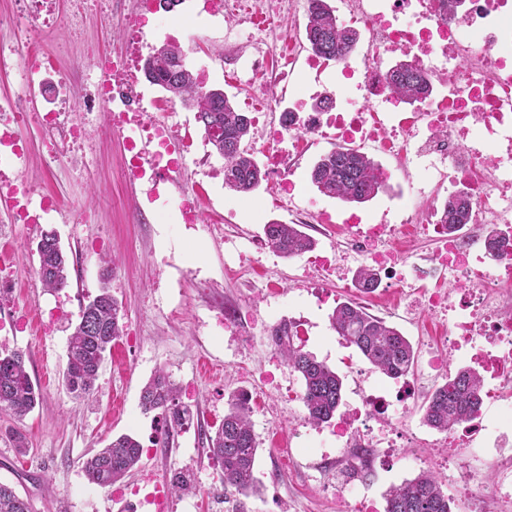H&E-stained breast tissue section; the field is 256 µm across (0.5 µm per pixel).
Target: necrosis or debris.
Instances as JSON below:
<instances>
[{"label": "necrosis or debris", "instance_id": "4bbe7bcc", "mask_svg": "<svg viewBox=\"0 0 512 512\" xmlns=\"http://www.w3.org/2000/svg\"><path fill=\"white\" fill-rule=\"evenodd\" d=\"M28 19L17 47L0 41V69L16 70L25 85L19 99L0 101V208L16 224L42 223L62 206L37 197L23 177L27 147L15 133L27 117L62 130L72 148L86 140L85 116L106 113L111 127L126 133L121 166L147 181L146 199L155 214L173 210L182 223H200L207 193L197 186L171 187L189 171L194 141L183 124L167 122L174 106L144 78L147 39L173 21L170 0H135L119 23L120 51L99 56L83 84H62L56 62L40 43L60 19L53 0H19ZM350 22L362 23L369 49L337 63L335 87L322 76L325 59L299 48L291 70L309 77L300 106H283L281 97L260 93L277 123H258L256 136L287 142V152L265 155L266 187L277 202L293 198L295 183L287 159L308 150L314 140L336 135L357 140L376 152L411 162L421 177L444 180L449 192L465 191L471 202L469 224L449 230L441 207L409 211L392 224L350 214L349 250L322 251L307 258L312 281L335 279L354 288L352 264L368 261L378 273L377 287H392L399 273L422 282L427 308L448 318V346L500 387L512 390V312L501 289L512 286V0H340ZM408 56L442 87L408 110L385 90L393 60ZM425 233L442 248L428 264H402L415 234ZM459 288L449 293L447 284ZM360 404L326 425L337 447L349 449L344 477L357 479L374 458H392L398 442L382 422L390 401L376 388L360 390Z\"/></svg>", "mask_w": 512, "mask_h": 512}]
</instances>
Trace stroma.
<instances>
[{
    "mask_svg": "<svg viewBox=\"0 0 512 512\" xmlns=\"http://www.w3.org/2000/svg\"><path fill=\"white\" fill-rule=\"evenodd\" d=\"M114 22L92 15L77 29L59 26L43 36V47L58 61L61 74L80 81L83 67L98 54L112 52L118 44ZM204 41L184 43L187 64L207 70L206 86L223 89L241 104L256 84L252 75L235 73L220 55L211 51L221 40L223 27L204 28ZM179 120L188 124L195 142V163L182 179V187L204 182L209 192L205 221L181 224L176 216L166 221L137 222L131 212L134 199L144 198L148 184L129 177L120 167L124 150L120 133L110 128L104 115L94 116L88 128V144L79 166L48 167L45 146L54 133L30 120L18 129L29 150L24 176L40 192L55 197L64 207L35 227L13 224L0 209V230L15 239L11 267L13 286L0 296V317L15 312L28 316L24 329L0 333V353L12 350L30 356L27 370L39 385V405L17 423L0 413V482L27 499L31 512H126L127 497L91 484L83 463L113 437L129 434L144 447L138 467L122 482L139 488L156 479L169 488L174 474L186 475L197 494L171 496L174 512H233L224 496L221 469L199 439L200 430H215V419L223 415L230 392L247 393L251 420L260 442L256 475L259 493L249 497V512H361L369 500H381L386 490L423 470L441 474L443 489L456 500V512H470L472 498H482L488 512H502L496 495L506 463L486 454L478 475L465 482L468 452L456 451L457 466L442 468L437 430L425 425L422 407L432 386L445 383L451 371L465 367L457 352L442 354L439 369L428 366L429 351L445 338L444 325L428 312L408 313L409 301H421L422 290L409 286L389 289L383 296L352 293V300L368 313L397 327L416 350L413 378L429 375L431 387H419L411 411L394 410L392 426L403 436L396 456L371 468L364 481L334 491L336 466H318L317 455L308 447L313 427L305 419L301 400L282 402L273 385L261 374L270 371L287 378L293 393H300L296 372L274 349L269 334L280 319L304 315L310 322L308 336L300 344L318 360L336 369L343 379L342 400L350 402L352 374L369 373L372 382L394 387L395 382L379 372L353 348L341 342L330 328L329 317L336 306L334 281L320 282L318 289L307 283L302 258H285L274 251L252 253L253 241L263 235L269 218L290 221V205L275 206L270 195L257 190L241 196L224 187L222 180H208V173L223 164L204 138L188 108H180ZM334 145L324 140L313 145L292 166L293 178L305 199L319 200L308 181L313 163ZM407 183L391 178L388 188L366 204L350 205L324 200L339 215L369 213L396 220L401 191ZM89 208L93 222L74 223L70 212ZM55 230L69 259L70 287L49 291L42 288L36 270V244L43 232ZM237 240L248 253L238 260L229 256L225 239ZM105 241V250L95 248ZM116 257L118 266L106 273L103 255ZM279 283L282 293L273 297L264 289L266 280ZM108 285L120 305L124 330L137 335L136 345L118 339L99 371L96 391L89 400L78 402L61 385L71 326L77 320L84 298ZM249 309L250 346L234 348L218 322L225 305ZM62 306L67 314L53 331H45L39 312ZM164 371L178 388L192 386L189 426L175 434L168 447L153 450L152 443L163 428L158 413H143L140 395L156 371ZM25 434L28 445L16 447L11 428Z\"/></svg>",
    "mask_w": 512,
    "mask_h": 512,
    "instance_id": "35a3bbf8",
    "label": "stroma"
}]
</instances>
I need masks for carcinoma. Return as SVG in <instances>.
Listing matches in <instances>:
<instances>
[{"mask_svg": "<svg viewBox=\"0 0 512 512\" xmlns=\"http://www.w3.org/2000/svg\"><path fill=\"white\" fill-rule=\"evenodd\" d=\"M305 39L317 55L337 62L346 60L359 41L358 32L343 26L328 0H310ZM146 75L159 82L172 101L192 109L212 150L224 160V186L241 195L257 190L266 173L254 153L247 148L251 121L238 111L229 96L206 89L186 69L184 49L163 44L150 56ZM388 91L403 102H423L429 84L422 71L402 61L386 77ZM378 163L360 150L337 144L315 161L309 179L316 190L344 203L364 204L386 191L387 185L375 171ZM448 226L455 229L468 223L470 204L465 199L446 202ZM264 235L271 249L285 258L311 251L316 240L300 224L270 222ZM38 278L53 290L69 285V262L60 243L43 233L37 243ZM331 329L379 372L389 378L405 377L413 371L415 350L412 343L394 326L366 312L353 301L336 305L330 317ZM119 303L103 285L88 296L68 339L67 363L63 384L76 400L91 395L98 372L112 344L122 335ZM270 339L276 350L299 374L305 420L314 427L329 423L341 402L343 382L334 369L294 342L290 322L284 319L273 326ZM29 355L23 351L0 354V412L22 421L40 401L41 393L26 369ZM482 380L470 368H460L437 387L423 406L424 421L446 432L472 419L481 407ZM224 421L213 432L203 434L209 456L221 468L224 492L234 496L235 512H247L245 499L257 492L256 476L259 441L253 429L246 400L229 393ZM144 412L161 411L168 432L184 428L191 413L179 402L178 388L161 371L145 385L141 395ZM140 442L123 434L113 439L84 461L88 481L110 487L134 470L142 457ZM454 500L443 491L441 477L422 471L412 479L389 488L385 512H453ZM0 512H30V504L15 490L0 482Z\"/></svg>", "mask_w": 512, "mask_h": 512, "instance_id": "obj_1", "label": "carcinoma"}]
</instances>
